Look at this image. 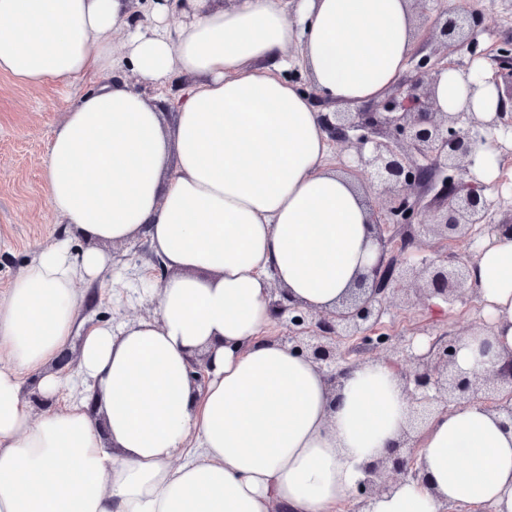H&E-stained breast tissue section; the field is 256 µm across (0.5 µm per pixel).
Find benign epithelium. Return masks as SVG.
Masks as SVG:
<instances>
[{
    "label": "benign epithelium",
    "mask_w": 512,
    "mask_h": 512,
    "mask_svg": "<svg viewBox=\"0 0 512 512\" xmlns=\"http://www.w3.org/2000/svg\"><path fill=\"white\" fill-rule=\"evenodd\" d=\"M472 18L471 12L460 19L438 15L431 29L452 50ZM320 117L331 141L347 156L342 167L380 191V207L370 208L380 254L357 281L348 306L331 312L303 309L275 287L272 294L278 299L272 311L279 327L276 339L312 360L334 390L353 368L340 342L356 340L358 353L377 350L388 340L384 317L398 294L418 301L439 298L451 307L469 292L480 293L472 276L478 241L498 230H512V218L492 223L497 201L485 195L486 186L464 185L457 176L474 167L481 144L506 152V143H512V111L500 93L488 119L468 106L443 112L432 82L420 76L376 104ZM430 236L440 243H464L465 253L450 256L436 248L435 257L421 258L417 267L410 264ZM461 340L459 334L439 337L423 351L410 341L405 363L392 364L414 404L411 424L417 428L437 412L479 399L512 425V354L481 372H464L456 364ZM208 363L206 354L191 360L195 382H206ZM420 470L416 440L408 430L365 469L348 512H368L376 497L400 479L417 477Z\"/></svg>",
    "instance_id": "benign-epithelium-1"
}]
</instances>
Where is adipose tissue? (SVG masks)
<instances>
[{
  "label": "adipose tissue",
  "mask_w": 512,
  "mask_h": 512,
  "mask_svg": "<svg viewBox=\"0 0 512 512\" xmlns=\"http://www.w3.org/2000/svg\"><path fill=\"white\" fill-rule=\"evenodd\" d=\"M171 0L132 19L126 0H0V71L34 85L99 88L72 100L44 177L60 222L94 246L38 248L0 292V512H334L409 427L396 373L364 361L331 391L305 357L269 334L273 287L313 310L340 306L376 259L367 192L329 164L310 99L280 75L300 65L340 107L379 100L406 70L418 19L411 0ZM125 34L124 53L113 36ZM165 84L171 101L115 72ZM435 73L437 103L493 112L497 91L472 71ZM146 238L168 277L143 280L153 315L119 327L82 320L80 280L112 265L103 243ZM474 274L489 320L456 361L473 370L481 341L512 353V238L485 241ZM81 336L85 400L31 415L23 377L58 398L44 368ZM211 351L209 380L190 378ZM425 480L404 479L372 512H512V427L481 402L420 430ZM126 83L139 89L149 97H158L166 101L177 97L182 88L192 82V79L182 74L177 75L170 83L163 88H156L153 85L143 81L140 76L130 67L116 75Z\"/></svg>",
  "instance_id": "1"
}]
</instances>
